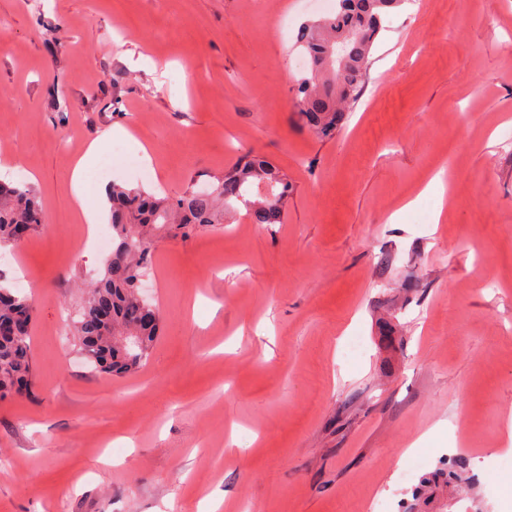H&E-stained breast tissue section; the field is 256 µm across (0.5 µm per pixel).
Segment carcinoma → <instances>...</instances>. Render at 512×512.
Instances as JSON below:
<instances>
[{"label": "carcinoma", "mask_w": 512, "mask_h": 512, "mask_svg": "<svg viewBox=\"0 0 512 512\" xmlns=\"http://www.w3.org/2000/svg\"><path fill=\"white\" fill-rule=\"evenodd\" d=\"M403 0H338L336 12L303 23L295 45L309 66L293 85V106L319 137L331 140L358 102L374 43ZM293 185L265 156L249 152L209 187L169 199L140 187L112 185V253L88 286L73 320L82 355L94 371L135 373L160 335L161 313L140 294L158 239L190 227L224 223L243 206L253 224L283 222ZM44 224L41 204L26 186L0 183V249L15 247ZM32 298L0 277V397L21 395L33 383Z\"/></svg>", "instance_id": "1"}]
</instances>
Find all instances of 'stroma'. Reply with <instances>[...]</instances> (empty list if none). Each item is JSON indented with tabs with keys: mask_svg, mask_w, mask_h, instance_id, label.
Listing matches in <instances>:
<instances>
[{
	"mask_svg": "<svg viewBox=\"0 0 512 512\" xmlns=\"http://www.w3.org/2000/svg\"><path fill=\"white\" fill-rule=\"evenodd\" d=\"M315 16L0 0V168L45 213L0 252L36 304L32 391L0 401V512H207L215 494L220 512H512V0L400 6L333 140L292 105ZM117 130L152 163L92 164L88 208L102 183L207 186L249 151L293 182L283 223L158 240L161 335L131 377L91 371L70 320L105 258L71 175ZM457 455L466 479L420 498ZM109 140L108 135H104L90 141L84 149V152L79 157L74 167L71 185L74 200L81 210L83 219L86 224L89 225V236L91 237L96 229L95 224H100L98 212L92 209H88L84 204V192H83V179L82 175L87 166H89L97 158V156L104 150L107 141Z\"/></svg>",
	"mask_w": 512,
	"mask_h": 512,
	"instance_id": "stroma-1",
	"label": "stroma"
}]
</instances>
